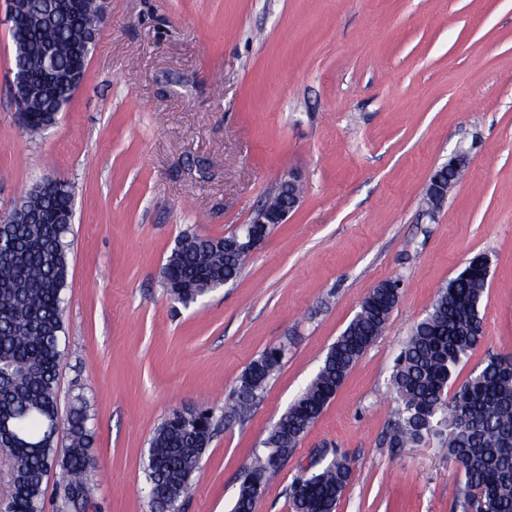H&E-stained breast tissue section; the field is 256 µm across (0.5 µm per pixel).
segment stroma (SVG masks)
<instances>
[{
    "mask_svg": "<svg viewBox=\"0 0 512 512\" xmlns=\"http://www.w3.org/2000/svg\"><path fill=\"white\" fill-rule=\"evenodd\" d=\"M0 0V213L42 177L70 183L73 232L57 398L89 404L84 512H149L154 430L203 407L213 437L180 512H231L271 427L380 283L400 299L255 512L321 454L347 457L336 512H462L431 441L391 447L395 361L438 291L489 260L484 337L458 380L512 358V0H109L78 91L42 138L14 120ZM469 154L434 217L433 172ZM300 206L240 276L190 307L162 268L178 239L250 223L280 178ZM285 350L245 419L226 410L265 349Z\"/></svg>",
    "mask_w": 512,
    "mask_h": 512,
    "instance_id": "35a3bbf8",
    "label": "stroma"
}]
</instances>
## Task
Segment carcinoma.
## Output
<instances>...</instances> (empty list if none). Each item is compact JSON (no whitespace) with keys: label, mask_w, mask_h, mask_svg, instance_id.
Returning <instances> with one entry per match:
<instances>
[{"label":"carcinoma","mask_w":512,"mask_h":512,"mask_svg":"<svg viewBox=\"0 0 512 512\" xmlns=\"http://www.w3.org/2000/svg\"><path fill=\"white\" fill-rule=\"evenodd\" d=\"M97 0H83L73 15L49 13L35 23L22 15L9 29L14 66L33 79L43 74V47H55L62 71L85 63L78 55L97 24ZM70 102L58 89L53 101L41 100L25 124L30 136L45 132L55 111ZM66 183L28 195L0 223V244L20 254L0 263V409L15 415L20 440L0 435V453L11 464L13 482L5 512H44V478L61 471L64 499L88 503L94 434L88 403L79 396L66 418L59 415L57 370L61 360L64 290L69 274L68 234L62 223L72 210ZM233 233L219 240L186 236L177 241L163 267L166 292L187 307L240 275L244 262ZM488 271L472 264L439 290L426 316L408 336L391 374L396 404L389 429L393 448L448 436V459L463 475V512H512V361L491 358L474 368L449 392L459 364L479 345L483 331L479 307ZM397 305L388 283L372 289L360 312L328 349L313 380L271 428L262 452L254 455L249 486L240 488L234 512H255L269 481V466L292 453L302 436L335 397L356 361L384 331ZM283 354L266 350L238 379L231 412L245 415L279 369ZM213 437L212 421L172 415L154 431L144 463L152 493L150 509L177 512L192 488V476ZM318 469L294 479L292 512H336L351 476L345 457L321 456Z\"/></svg>","instance_id":"cac0c4a2"}]
</instances>
